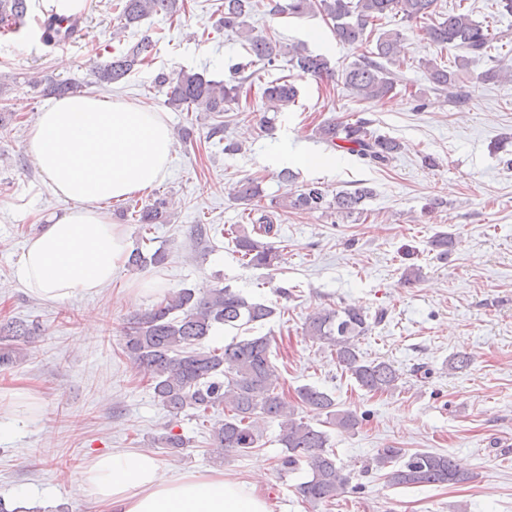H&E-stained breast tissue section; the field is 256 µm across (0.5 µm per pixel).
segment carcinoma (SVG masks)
<instances>
[{
	"mask_svg": "<svg viewBox=\"0 0 512 512\" xmlns=\"http://www.w3.org/2000/svg\"><path fill=\"white\" fill-rule=\"evenodd\" d=\"M438 0H288L274 4V13L302 16L311 12L322 15L336 39L362 50L358 62L338 70L325 56L315 54L305 44L288 45L271 38L250 34L246 18L254 11L253 0H224V14L219 26L239 33L246 42L247 61L231 67L229 76L220 81L197 72H159L154 83L166 90L167 104L186 112H212L221 115L239 105L241 97L258 88L266 106L260 117L263 127H273L276 114L297 102L298 89L293 77L282 76L268 82L256 81L260 65L266 69L286 59L301 77L317 82L343 84L358 96L382 101L395 90L396 80L386 64L397 61L412 24L424 22L422 32L436 49L455 50L454 66H440L429 59L423 63L432 89L448 92L451 100L465 98L462 74L470 59L498 54V63L477 77V81H505L512 77V31L493 29L472 19L468 12H452L437 16ZM119 26L116 33L134 27L152 14L176 15L183 5L179 0H116ZM29 0H0V34H20L19 24L29 12ZM401 17L402 29L388 30L371 39L376 22L388 15ZM81 22L75 13L61 16L46 13L40 24V40L54 45L72 35ZM155 41L144 36L125 50L109 56L97 54L90 62L92 83L107 86L122 82L138 67L149 63ZM43 92L65 96L77 91L75 83L58 76L43 79ZM371 121L328 120L316 128L319 138L334 149L347 152L369 165L386 167L401 152L400 141L370 129ZM225 126L218 122L208 131L207 139L224 144V151L237 152L241 146L226 138ZM372 190L360 187L341 190L333 197L322 183L305 184L297 190L287 189L280 196L267 197L262 185L253 180L239 181L233 198L247 206L251 230L230 227L229 242L245 264L275 270L281 262L276 245L279 213L289 209L308 213H332L343 220L358 221L365 213L364 201ZM131 221L149 231L155 224L170 223L168 204L156 199L141 206L133 205ZM154 239L144 237L128 256V266L143 269L167 263L166 244L149 250ZM274 315V309L248 301L229 286L182 288L166 294L152 307L131 316L122 330L123 352L151 378L154 398L173 418L192 410L198 418L218 412L224 418L209 429V440L215 448L247 455L260 447L258 420L278 422L279 442L284 454L280 469L294 471L305 464L306 481L296 487L302 501L313 506L328 504L345 493L350 474L338 465L331 448L328 429L353 430L359 425L358 415L337 408L333 394L314 386H302L296 397L288 399L278 391L277 368L271 360V340L267 336H244L222 349H209L204 341L220 326L233 328L262 324ZM384 311L373 316L355 306L317 311L306 318L304 336L330 349L336 364L363 390L390 392L401 380L399 370L385 360H366L358 344L371 328L380 323ZM34 326L25 321H0V368L15 366L27 356L22 345L29 342ZM307 417H298V411ZM162 447L177 453L186 445L175 425L168 423L159 438ZM375 467L385 471L392 487L409 488L426 485H461L473 475L460 470L451 456L426 450L413 453L405 448H381L374 457Z\"/></svg>",
	"mask_w": 512,
	"mask_h": 512,
	"instance_id": "carcinoma-1",
	"label": "carcinoma"
}]
</instances>
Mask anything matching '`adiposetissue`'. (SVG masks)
Listing matches in <instances>:
<instances>
[{
    "mask_svg": "<svg viewBox=\"0 0 512 512\" xmlns=\"http://www.w3.org/2000/svg\"><path fill=\"white\" fill-rule=\"evenodd\" d=\"M29 149L47 187L68 206L20 254L18 282L59 303L111 285L129 252L126 231L105 205L144 193L166 176L172 131L137 102L75 93L37 112ZM80 491L103 512H269L253 483L221 470L167 473L135 448L94 455Z\"/></svg>",
    "mask_w": 512,
    "mask_h": 512,
    "instance_id": "obj_1",
    "label": "adipose tissue"
}]
</instances>
